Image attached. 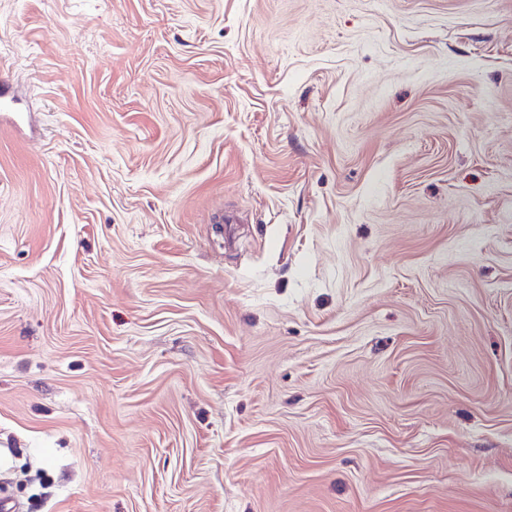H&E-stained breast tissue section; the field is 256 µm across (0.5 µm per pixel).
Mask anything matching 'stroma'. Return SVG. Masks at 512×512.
Here are the masks:
<instances>
[{
  "label": "stroma",
  "mask_w": 512,
  "mask_h": 512,
  "mask_svg": "<svg viewBox=\"0 0 512 512\" xmlns=\"http://www.w3.org/2000/svg\"><path fill=\"white\" fill-rule=\"evenodd\" d=\"M0 499L512 512V0H0Z\"/></svg>",
  "instance_id": "obj_1"
}]
</instances>
